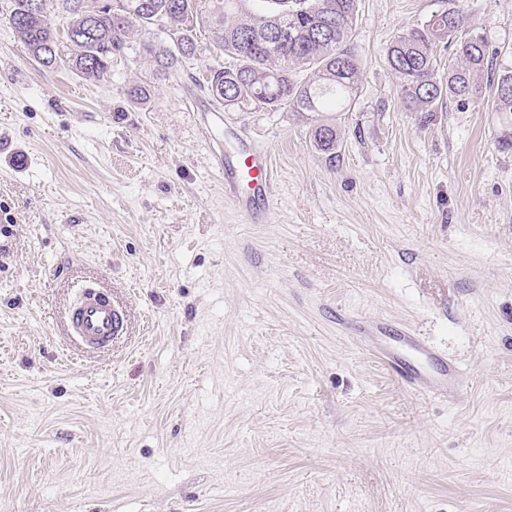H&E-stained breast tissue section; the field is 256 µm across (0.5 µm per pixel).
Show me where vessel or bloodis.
<instances>
[{
	"label": "vessel or blood",
	"mask_w": 512,
	"mask_h": 512,
	"mask_svg": "<svg viewBox=\"0 0 512 512\" xmlns=\"http://www.w3.org/2000/svg\"><path fill=\"white\" fill-rule=\"evenodd\" d=\"M216 166L224 177V196L250 223H264L276 199V181L270 152L241 145L219 156ZM125 316L107 291L93 285L82 289L68 317L69 336L86 349L108 345L124 328ZM393 347L384 349L385 366L406 386L446 400L459 391L456 361L446 358L410 333L402 331Z\"/></svg>",
	"instance_id": "obj_1"
}]
</instances>
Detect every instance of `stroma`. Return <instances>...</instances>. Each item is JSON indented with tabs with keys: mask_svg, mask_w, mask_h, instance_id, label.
Here are the masks:
<instances>
[{
	"mask_svg": "<svg viewBox=\"0 0 512 512\" xmlns=\"http://www.w3.org/2000/svg\"><path fill=\"white\" fill-rule=\"evenodd\" d=\"M448 8L512 67V0H358L351 106L217 128L206 33L167 79L134 33L101 84L0 22V512H512V113L420 121L386 61ZM243 142L276 163L263 224L213 164ZM88 285L126 315L95 353L64 329ZM345 316L456 360L458 398L406 388ZM311 133L317 149L327 155L329 160H335L338 145L336 126L332 123H322L314 126Z\"/></svg>",
	"mask_w": 512,
	"mask_h": 512,
	"instance_id": "1",
	"label": "stroma"
}]
</instances>
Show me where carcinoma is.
<instances>
[{
    "mask_svg": "<svg viewBox=\"0 0 512 512\" xmlns=\"http://www.w3.org/2000/svg\"><path fill=\"white\" fill-rule=\"evenodd\" d=\"M9 0L4 21L41 66L64 67L79 77L112 78V58L135 31L152 39L143 50L162 77L176 73L197 49L203 28L229 64L209 67L208 94L227 110L338 112L359 90L361 64L351 42L357 0ZM65 23L58 27L57 22ZM457 9L439 12L416 28L398 32L386 59L397 98L408 112L432 116L438 103L477 100L476 78L489 69L493 52L484 36H458ZM454 44L448 78L439 75L436 47ZM493 104L512 112V69L490 78ZM319 151L336 159L332 123L312 129Z\"/></svg>",
    "mask_w": 512,
    "mask_h": 512,
    "instance_id": "cac0c4a2",
    "label": "carcinoma"
}]
</instances>
